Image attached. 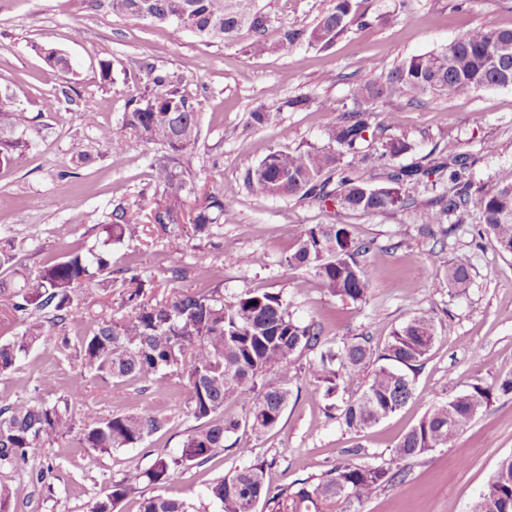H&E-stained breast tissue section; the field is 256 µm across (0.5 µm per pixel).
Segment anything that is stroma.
Masks as SVG:
<instances>
[{
    "mask_svg": "<svg viewBox=\"0 0 512 512\" xmlns=\"http://www.w3.org/2000/svg\"><path fill=\"white\" fill-rule=\"evenodd\" d=\"M334 2L259 0L258 5L269 17L270 37L276 38L289 28L311 30ZM352 14L354 23L330 46L304 43L294 56H259L241 42L204 40L113 14L100 0H0V96L23 110L29 119L25 136L33 142L19 167L0 168V238L23 242L19 263L34 269L64 248L93 245L116 205L132 214L148 207L155 192L151 164L157 145L127 136L126 160L113 166L110 148L82 115L95 113L99 125L121 132L129 104L143 92L144 67L152 64L177 75L180 92L198 104L200 137L183 164L196 194L220 192L234 220L211 240L113 244L109 316L119 320L128 314L120 299L123 268L137 267L142 279L162 284L173 267L220 263L225 301L251 290L282 293L295 317L322 322L332 346L360 336L384 344L419 309L443 327L416 375L412 400L390 418L360 434L346 431L329 418L327 400L313 391L314 352L302 351L294 358L299 378L278 425L259 439L237 432L238 445L250 447V454L228 447L163 488L142 484L117 512H139L142 498L159 492L186 500L200 512H219L208 486L259 462L275 490L303 479L318 483L326 471L350 460L382 464L438 400L470 384L512 375V255L479 234L477 209L444 237L439 225L421 223L409 206L364 215L296 197L260 198L245 186L247 170L270 150L320 144L352 85L375 81L403 59L438 49L470 29L512 27V0H352ZM36 43L64 50L73 73L64 77L49 69L33 51ZM103 60L111 64L107 85L100 81ZM66 88L76 91V104L61 100L56 111H42L43 98L59 97ZM302 94L311 97L310 106L288 109L287 100ZM323 100L334 103V111L321 110ZM260 104L272 117L255 127L250 112ZM370 110V148L392 135L412 145L409 153L380 161V168L432 165L454 143L470 156L466 175L474 184L512 183V87L419 103L380 100ZM79 150L90 155L89 163L77 162ZM61 224L73 229L65 244L56 235ZM304 224H348L358 240L374 243L365 302L340 300L312 271L288 267L286 258ZM243 253L261 254L264 262L241 264ZM462 254L470 258L471 283L457 295L449 291L445 271ZM89 330L86 324L51 328L12 371L0 375V406L41 398L46 379L55 382L57 394H66L82 369L77 343ZM65 338L71 341L66 348L61 345ZM187 397L185 382L175 376L109 385L86 381L72 403L75 415L152 412L166 418L165 428L137 447L103 456L93 468L71 437L26 465L1 467L0 485L12 491L10 512H89L126 470L148 468L158 454L179 450L196 424L186 412ZM461 447L469 455L464 466L457 457ZM351 448L357 456H348ZM458 448H438L404 461V481L358 504V512H471L499 461L512 456V394L496 396L463 431Z\"/></svg>",
    "mask_w": 512,
    "mask_h": 512,
    "instance_id": "35a3bbf8",
    "label": "stroma"
}]
</instances>
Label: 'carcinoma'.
<instances>
[{"mask_svg":"<svg viewBox=\"0 0 512 512\" xmlns=\"http://www.w3.org/2000/svg\"><path fill=\"white\" fill-rule=\"evenodd\" d=\"M112 12L185 29L198 36L233 44L242 33L250 36L247 48L259 55L290 54L302 42L328 46L353 22L351 0H336L310 31L288 29L276 40L267 38L269 18L257 0H109ZM45 64L62 76L74 71L71 58L51 44L32 45ZM146 90L124 113L123 125L146 142L161 146L154 163L157 190L151 199L148 223L167 238L183 241L210 238L218 226L232 220L233 209L216 193L189 205L181 158L199 138L198 108L175 88L168 75L150 69ZM512 83V28L467 31L436 50L414 55L379 78L351 90V108L343 118L327 126L323 145L308 149L273 150L248 170L245 185L257 197L299 196L362 214H384L405 205L400 185L429 175L419 166L394 168L379 176L361 175L358 165L372 159L362 150L368 131L366 105L378 99L405 97L420 102L426 97L469 96L482 89ZM87 125L99 140L112 145V162H124V140L109 127L84 113ZM26 117L8 99L0 98V167L19 165L30 150L24 137ZM411 150L403 137L381 142L378 159L391 160ZM448 160L455 169L448 175V191L429 201H412L424 224H442L455 218L463 222L470 207L482 218L483 231L493 236L499 249L512 255V183L489 182L471 194V182L463 176L466 162L448 145ZM143 225L130 221L122 206L115 207L110 222L102 225L103 239L85 251L74 250L34 270L18 268L14 245H0V322L25 325L16 339L0 344V374L17 361L46 333V324L64 327L87 319L83 290L101 292L103 307L112 306V244L138 238ZM375 253L371 242H358L347 224H313L301 227L294 251L286 262L292 269L308 268L332 295L343 301L362 302L369 292V268L358 260ZM222 266L201 264L197 281L213 283L206 293L183 290L177 283L186 270L174 267L169 297L155 304L146 300L151 281L137 275L128 279L121 304L131 315L116 321L94 320V328L80 341L81 378L103 383L147 380L176 375L187 381V413L197 425L188 431L175 455H158L152 465L127 470L122 479L92 505L90 512H116L117 505L147 482L162 487L193 465L206 463L224 447L229 435L245 427L261 438L279 423L291 385L297 379L293 358L302 350L316 351L311 364L314 390L336 398L334 408L345 428L361 433L403 408L412 398L414 379L430 356L438 326L424 311L415 312L395 328L382 348L370 338L326 346L319 323L301 321L289 311L279 292L242 293L224 302L220 288ZM448 288L463 290L470 282L469 259L457 257L446 271ZM364 385L358 395L348 391ZM248 391L255 399L241 418L223 417L224 404ZM51 403L27 400L0 406V467H14L42 455L54 442L75 437L87 456L99 458L121 448H134L164 429L163 418L151 413H119L99 416L86 413L76 420L68 396ZM512 393V376L492 383H473L451 399L437 402L407 431L382 465L343 463L317 484L308 482L286 494L291 512H300L317 501L352 504L374 496L381 486L404 480L400 463L437 448H455L466 427L488 408L494 395ZM209 496L221 512H251V501L267 499L261 464L236 470L211 485ZM512 512V456L499 464L472 512ZM193 505L158 494L145 499L139 512H190Z\"/></svg>","mask_w":512,"mask_h":512,"instance_id":"carcinoma-1","label":"carcinoma"}]
</instances>
